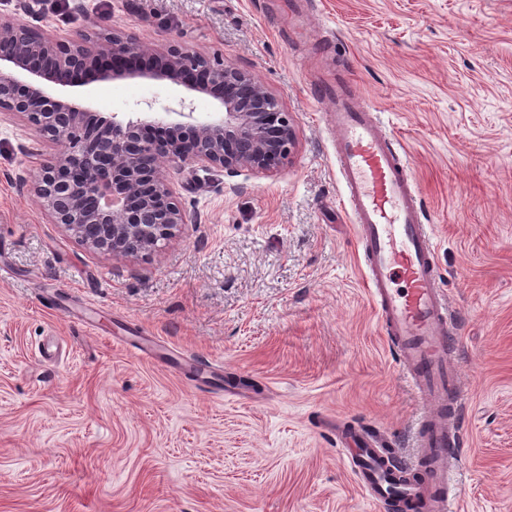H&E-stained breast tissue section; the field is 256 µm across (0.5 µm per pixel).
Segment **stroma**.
I'll list each match as a JSON object with an SVG mask.
<instances>
[{"label": "stroma", "instance_id": "1", "mask_svg": "<svg viewBox=\"0 0 512 512\" xmlns=\"http://www.w3.org/2000/svg\"><path fill=\"white\" fill-rule=\"evenodd\" d=\"M0 0V18L174 43L250 72L294 131L266 173L174 176L188 218L112 257L31 184L56 147L0 115V512H387L351 474L363 430L415 462L425 410L363 286L323 78L353 81L414 177L457 317L463 512H512V0ZM67 94L104 117L178 121L184 87ZM156 344L153 361L124 341ZM209 361L212 379L170 368Z\"/></svg>", "mask_w": 512, "mask_h": 512}]
</instances>
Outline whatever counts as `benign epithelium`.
<instances>
[{
  "label": "benign epithelium",
  "mask_w": 512,
  "mask_h": 512,
  "mask_svg": "<svg viewBox=\"0 0 512 512\" xmlns=\"http://www.w3.org/2000/svg\"><path fill=\"white\" fill-rule=\"evenodd\" d=\"M0 112L25 118L60 150L34 178L37 202L93 251L113 257L150 251L187 223L165 165L270 171L294 138L279 101L251 74L188 46L153 48L123 32L87 28L69 40L0 19ZM169 82L214 97L224 116L185 124L104 118L48 87L117 80Z\"/></svg>",
  "instance_id": "1"
}]
</instances>
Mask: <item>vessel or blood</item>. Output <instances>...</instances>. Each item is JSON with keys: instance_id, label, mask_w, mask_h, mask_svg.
<instances>
[{"instance_id": "1", "label": "vessel or blood", "mask_w": 512, "mask_h": 512, "mask_svg": "<svg viewBox=\"0 0 512 512\" xmlns=\"http://www.w3.org/2000/svg\"><path fill=\"white\" fill-rule=\"evenodd\" d=\"M330 92L342 203L366 256V286L390 346L427 405L415 439L426 461L421 478H413V465L378 453L374 441L360 433L351 438L353 469L383 504L452 512L460 499L450 474L460 458L462 433L455 423L463 387L450 299L436 270L438 244L420 219L417 192L389 135L347 86L330 83L314 90L320 98Z\"/></svg>"}]
</instances>
